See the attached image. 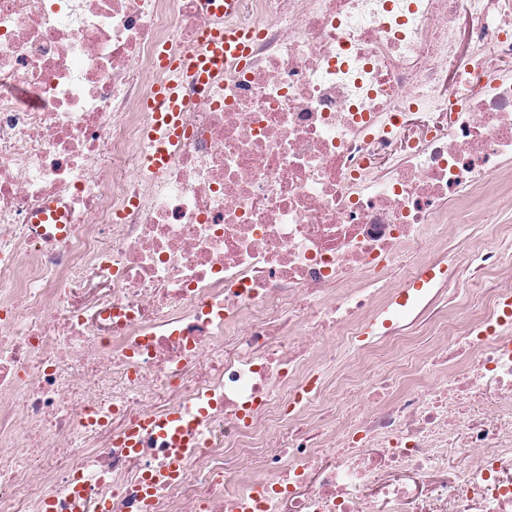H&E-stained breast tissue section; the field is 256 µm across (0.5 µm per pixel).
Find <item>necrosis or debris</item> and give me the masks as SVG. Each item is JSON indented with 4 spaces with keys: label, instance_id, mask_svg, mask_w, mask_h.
<instances>
[{
    "label": "necrosis or debris",
    "instance_id": "obj_1",
    "mask_svg": "<svg viewBox=\"0 0 512 512\" xmlns=\"http://www.w3.org/2000/svg\"><path fill=\"white\" fill-rule=\"evenodd\" d=\"M214 25L250 55L145 171L158 52ZM509 214L512 0H0V512H512ZM477 218L480 315L365 342Z\"/></svg>",
    "mask_w": 512,
    "mask_h": 512
}]
</instances>
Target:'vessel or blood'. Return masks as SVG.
<instances>
[{"mask_svg": "<svg viewBox=\"0 0 512 512\" xmlns=\"http://www.w3.org/2000/svg\"><path fill=\"white\" fill-rule=\"evenodd\" d=\"M252 36L236 27H212L206 30L199 47L184 55L183 59L171 57L160 51L162 67L173 72L174 77L158 86L151 97L143 103L147 111L153 112L154 123L147 132L151 149L145 157L147 170L162 168L173 156L182 132L180 87L183 80L199 86L211 84L221 77L230 60L247 57ZM442 271L426 270L395 301L393 316H401L410 307L419 293L433 281L442 278Z\"/></svg>", "mask_w": 512, "mask_h": 512, "instance_id": "1", "label": "vessel or blood"}]
</instances>
